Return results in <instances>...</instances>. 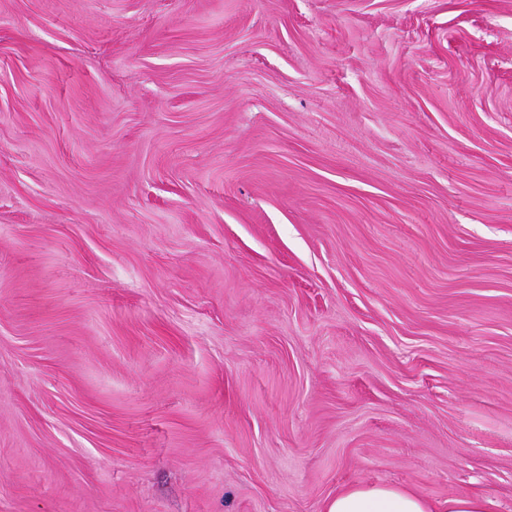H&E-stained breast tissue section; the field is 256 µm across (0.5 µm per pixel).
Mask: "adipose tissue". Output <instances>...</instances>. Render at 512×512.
Listing matches in <instances>:
<instances>
[{
	"label": "adipose tissue",
	"mask_w": 512,
	"mask_h": 512,
	"mask_svg": "<svg viewBox=\"0 0 512 512\" xmlns=\"http://www.w3.org/2000/svg\"><path fill=\"white\" fill-rule=\"evenodd\" d=\"M325 512H488V508L486 499L476 495H463L435 504L401 487L357 485L328 499Z\"/></svg>",
	"instance_id": "ef3b65f1"
}]
</instances>
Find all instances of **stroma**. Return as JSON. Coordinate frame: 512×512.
<instances>
[{
    "label": "stroma",
    "mask_w": 512,
    "mask_h": 512,
    "mask_svg": "<svg viewBox=\"0 0 512 512\" xmlns=\"http://www.w3.org/2000/svg\"><path fill=\"white\" fill-rule=\"evenodd\" d=\"M512 512V0H0V512ZM324 512H488L487 500L463 495L434 504L406 488L357 485L339 491L325 503Z\"/></svg>",
    "instance_id": "35a3bbf8"
}]
</instances>
